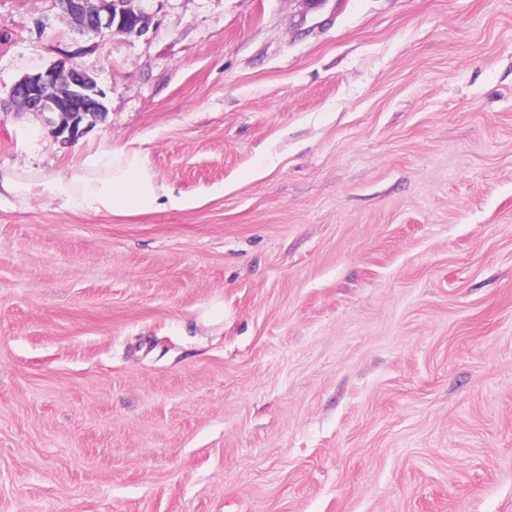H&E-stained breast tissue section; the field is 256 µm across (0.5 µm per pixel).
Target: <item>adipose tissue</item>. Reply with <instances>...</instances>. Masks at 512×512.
Instances as JSON below:
<instances>
[{
	"label": "adipose tissue",
	"instance_id": "adipose-tissue-1",
	"mask_svg": "<svg viewBox=\"0 0 512 512\" xmlns=\"http://www.w3.org/2000/svg\"><path fill=\"white\" fill-rule=\"evenodd\" d=\"M46 195L64 207L87 213H151L186 207L185 196L158 185L142 155L112 149L87 157L73 173H36L0 177V197Z\"/></svg>",
	"mask_w": 512,
	"mask_h": 512
}]
</instances>
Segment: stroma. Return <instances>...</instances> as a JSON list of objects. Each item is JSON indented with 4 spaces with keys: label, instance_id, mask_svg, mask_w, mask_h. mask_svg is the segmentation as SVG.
Returning <instances> with one entry per match:
<instances>
[{
    "label": "stroma",
    "instance_id": "1",
    "mask_svg": "<svg viewBox=\"0 0 512 512\" xmlns=\"http://www.w3.org/2000/svg\"><path fill=\"white\" fill-rule=\"evenodd\" d=\"M152 11L0 0V170L192 201L0 199V512H512V0ZM61 61L74 143L12 101ZM137 0L133 11L122 8L118 0H58L63 12L75 23L78 32L98 34L103 30L141 38L153 20L151 3ZM15 102L23 101L33 112H52L60 116L57 133L67 141H77L84 133L85 122L92 124L107 111L104 92L83 71L58 65L22 77L14 86ZM5 195L30 198L48 195L64 207L87 213H151L187 206L184 195H175L158 185L142 155L112 149L87 157L83 167L71 174L36 173L0 176V199Z\"/></svg>",
    "mask_w": 512,
    "mask_h": 512
}]
</instances>
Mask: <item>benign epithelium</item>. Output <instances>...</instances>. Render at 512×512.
I'll return each mask as SVG.
<instances>
[{
  "label": "benign epithelium",
  "mask_w": 512,
  "mask_h": 512,
  "mask_svg": "<svg viewBox=\"0 0 512 512\" xmlns=\"http://www.w3.org/2000/svg\"><path fill=\"white\" fill-rule=\"evenodd\" d=\"M63 12L75 23L78 32L98 34L104 30L132 34L141 38L153 20V0H137L133 9L122 8L119 0H58ZM14 101H22L33 112H52L60 116L57 133L68 141L78 140L83 124H91L107 112L104 92L83 71L56 65L22 77L14 86Z\"/></svg>",
  "instance_id": "obj_1"
}]
</instances>
